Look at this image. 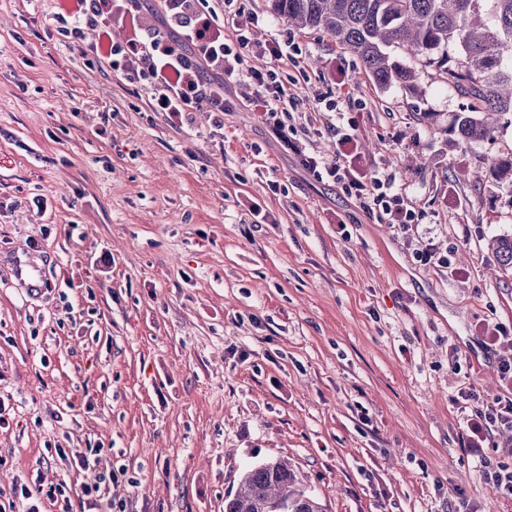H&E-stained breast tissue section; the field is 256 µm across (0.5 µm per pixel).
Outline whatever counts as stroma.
Returning <instances> with one entry per match:
<instances>
[{
	"label": "stroma",
	"mask_w": 512,
	"mask_h": 512,
	"mask_svg": "<svg viewBox=\"0 0 512 512\" xmlns=\"http://www.w3.org/2000/svg\"><path fill=\"white\" fill-rule=\"evenodd\" d=\"M65 0H0V491L89 473L48 454L70 436L120 471L126 512H224L241 470L287 458L325 512H512L476 469L473 390L502 388L475 325L512 328V184L481 161L512 152V123L456 148L466 100L403 55L408 89L373 83L315 29L307 94L341 58L367 168L395 177L412 236L316 182L246 106L182 128L96 58L58 42ZM273 214L255 223L252 207ZM449 255L455 276L416 256ZM46 271L30 294L13 258Z\"/></svg>",
	"instance_id": "1"
}]
</instances>
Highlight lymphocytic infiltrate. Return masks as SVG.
<instances>
[{"mask_svg":"<svg viewBox=\"0 0 512 512\" xmlns=\"http://www.w3.org/2000/svg\"><path fill=\"white\" fill-rule=\"evenodd\" d=\"M122 25V41L112 38L113 25ZM271 21L245 13L238 0H222L212 7L208 0H160L158 9L141 0H73L59 30L69 52H82L85 27L97 29L94 54L113 72L141 91L151 111L163 113L173 127H180L187 113L201 108L224 113L237 105L225 90L245 87L244 98L251 112L265 122L290 149L295 114L333 112L343 114L348 73L337 59H330L325 79L334 88L330 94L308 96L297 88L290 69L300 68L302 51L295 42L270 33ZM266 38H258V31ZM358 124L347 118L328 129L334 140L331 158H303L302 164L316 181L342 185L344 191L379 223L409 233L415 213L408 208L392 175L367 171L358 151ZM497 372L502 395L478 404L468 421L465 448H481L493 431L512 430V357L500 358ZM12 500H0V512H13L15 498L29 500L28 512H43L44 505L58 512H71L64 483L47 484L35 478L33 485L13 487Z\"/></svg>","mask_w":512,"mask_h":512,"instance_id":"1","label":"lymphocytic infiltrate"}]
</instances>
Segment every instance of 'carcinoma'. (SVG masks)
Returning a JSON list of instances; mask_svg holds the SVG:
<instances>
[{
  "label": "carcinoma",
  "mask_w": 512,
  "mask_h": 512,
  "mask_svg": "<svg viewBox=\"0 0 512 512\" xmlns=\"http://www.w3.org/2000/svg\"><path fill=\"white\" fill-rule=\"evenodd\" d=\"M288 24L323 31L359 58L379 85H414V71L393 59L401 49L457 89L467 108L451 123L458 147L493 137L512 116V0H272ZM491 176L512 183V153L487 160ZM498 264L512 269V237L491 242ZM324 512L288 462L245 467L224 512Z\"/></svg>",
  "instance_id": "cac0c4a2"
}]
</instances>
